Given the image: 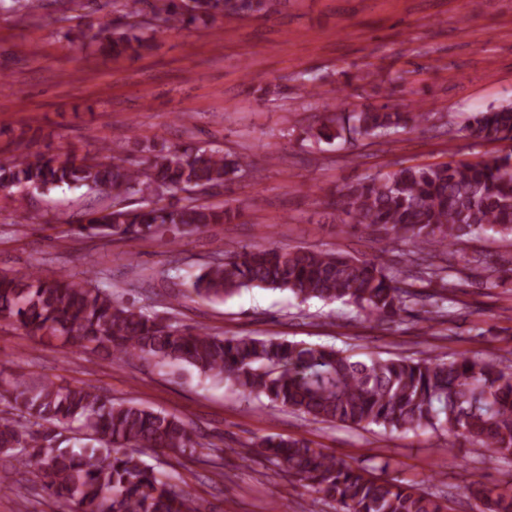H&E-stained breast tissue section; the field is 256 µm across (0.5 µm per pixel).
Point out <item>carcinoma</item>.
I'll return each mask as SVG.
<instances>
[{
    "mask_svg": "<svg viewBox=\"0 0 512 512\" xmlns=\"http://www.w3.org/2000/svg\"><path fill=\"white\" fill-rule=\"evenodd\" d=\"M147 5L157 26L187 29L218 18L261 17L282 0H127L120 24L105 15L95 39L112 40V55H138L146 47L135 17ZM419 105L401 112L383 104L349 112L332 104L318 126L305 131L316 142L385 138L414 122L430 121ZM465 130L485 143L512 145V102L471 113ZM121 136L94 154L27 153L0 165V186L16 187L26 221L40 215L30 195L51 187H86L112 197V207L88 214L70 233L145 240L163 226L191 234L209 224H230L239 211L224 204L181 202L177 195L221 187L259 171L247 154L202 146H175L140 160L124 155ZM139 197L140 205L123 202ZM336 217L377 243L411 245L403 266L376 256L359 259L335 250H287L242 245L200 268L189 293L210 302L243 289L288 291L306 302L341 301L369 321L393 322L417 297L412 280L439 285L430 320L453 319L459 301L449 297L448 268L439 264L466 237L492 233L512 240V150L472 160L413 164L357 179L336 191ZM0 318L31 335L61 336L112 362L150 359L190 366L244 397H262L305 420L331 426L430 433L450 448H479L512 458V362L482 357L399 355L357 360L332 346L277 337L223 336L151 315L113 293L58 271H0ZM0 402L14 411L0 418V456L41 474L48 502L69 512H200L196 498L147 463L157 450L219 457L224 449L197 442L181 418L115 402L84 386L53 381L31 385L18 376ZM245 454L264 458L336 504L340 512H451L414 481L376 474L313 446L304 437L265 435ZM480 512H512V488L480 479L466 485Z\"/></svg>",
    "mask_w": 512,
    "mask_h": 512,
    "instance_id": "carcinoma-1",
    "label": "carcinoma"
}]
</instances>
